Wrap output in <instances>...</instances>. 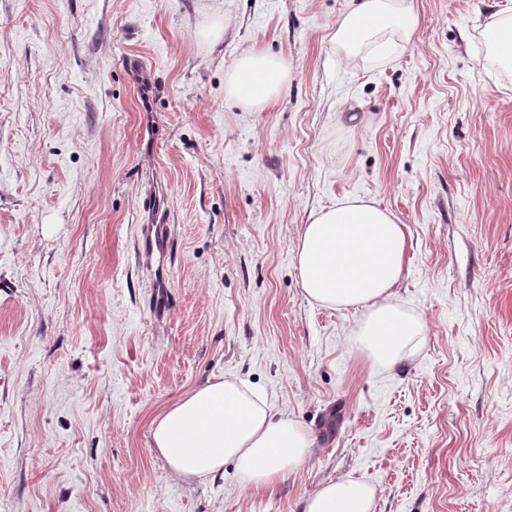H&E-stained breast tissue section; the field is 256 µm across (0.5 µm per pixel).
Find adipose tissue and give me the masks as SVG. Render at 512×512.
Masks as SVG:
<instances>
[{
	"label": "adipose tissue",
	"instance_id": "ef3b65f1",
	"mask_svg": "<svg viewBox=\"0 0 512 512\" xmlns=\"http://www.w3.org/2000/svg\"><path fill=\"white\" fill-rule=\"evenodd\" d=\"M351 2L350 19L337 33L343 43H362L372 31L391 26L408 35L417 25L414 14L393 17L383 0ZM287 79L280 59L251 50L237 59L228 93L262 108ZM407 246L403 225L358 199L320 211L303 229L298 265L305 294L329 307L367 308L359 334L375 368L393 367L405 345L425 333L422 319L402 312L395 301ZM152 440L174 475L204 477L230 462L255 490L276 486L313 446L292 419L273 416L261 398L225 377L171 405L155 420ZM374 495V487L340 478L308 496L302 512H371Z\"/></svg>",
	"mask_w": 512,
	"mask_h": 512
}]
</instances>
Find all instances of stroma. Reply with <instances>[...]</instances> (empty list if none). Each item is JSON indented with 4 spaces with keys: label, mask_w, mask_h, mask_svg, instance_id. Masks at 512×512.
Listing matches in <instances>:
<instances>
[{
    "label": "stroma",
    "mask_w": 512,
    "mask_h": 512,
    "mask_svg": "<svg viewBox=\"0 0 512 512\" xmlns=\"http://www.w3.org/2000/svg\"><path fill=\"white\" fill-rule=\"evenodd\" d=\"M387 5L413 33L353 47L351 0H0V512H300L343 477L372 512H512V69L487 37L512 0ZM252 48L288 72L260 109L227 92ZM151 193L164 259L136 249ZM350 198L410 240L396 302L426 333L391 368L366 308L301 288L304 225ZM220 376L315 441L274 489L153 446Z\"/></svg>",
    "instance_id": "stroma-1"
}]
</instances>
